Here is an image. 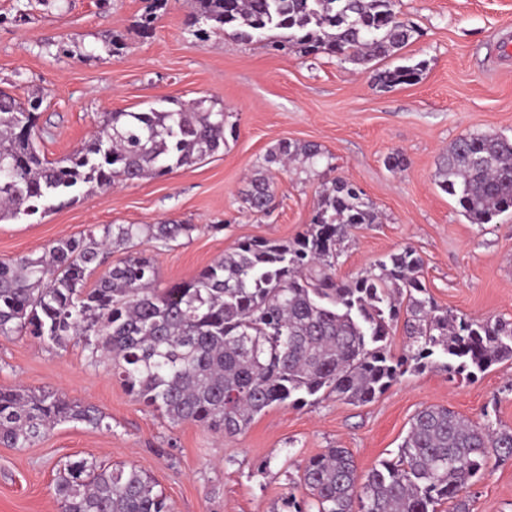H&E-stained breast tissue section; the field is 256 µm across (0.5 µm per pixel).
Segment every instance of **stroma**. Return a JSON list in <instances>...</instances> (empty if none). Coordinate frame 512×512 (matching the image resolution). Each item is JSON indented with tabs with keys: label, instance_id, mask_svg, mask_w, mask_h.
<instances>
[{
	"label": "stroma",
	"instance_id": "obj_1",
	"mask_svg": "<svg viewBox=\"0 0 512 512\" xmlns=\"http://www.w3.org/2000/svg\"><path fill=\"white\" fill-rule=\"evenodd\" d=\"M147 0H0V91L41 101L39 147L62 158L92 135L102 113L164 109L203 99L236 130L214 155L159 178L118 185L70 205L0 221V261L38 257L56 240L107 224H192L168 246L140 240L162 285L191 279L246 238L293 240L309 224L322 172L361 188L378 221L351 230L336 267L345 280L375 260L412 248L436 303L472 318L512 322V211L473 224L437 185L441 155L460 134L512 138V0H399L418 30L396 55L364 69L318 54L281 55L265 40L220 34L200 39L188 22L193 0H159L155 32L140 37ZM124 42L122 54L102 51ZM423 63L411 84L376 74ZM318 144L317 167L277 172L275 209L259 215L241 192L281 141ZM399 152L404 170L385 159ZM57 391L98 407L108 425L56 426L33 447L0 446V512H60L58 474L72 460L136 467L168 496L173 512H279L302 494L306 461L336 446L360 471L394 457L412 416L451 408L474 422L512 429V360L454 379L428 365L400 377L370 403L329 398L299 409L274 406L227 437L189 421L171 422L140 404L82 340L59 346L0 336V387ZM472 512H512V459L474 487Z\"/></svg>",
	"mask_w": 512,
	"mask_h": 512
}]
</instances>
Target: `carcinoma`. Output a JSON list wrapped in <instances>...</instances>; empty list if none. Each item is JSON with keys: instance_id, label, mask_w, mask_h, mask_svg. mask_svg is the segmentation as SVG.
<instances>
[{"instance_id": "carcinoma-1", "label": "carcinoma", "mask_w": 512, "mask_h": 512, "mask_svg": "<svg viewBox=\"0 0 512 512\" xmlns=\"http://www.w3.org/2000/svg\"><path fill=\"white\" fill-rule=\"evenodd\" d=\"M196 33H224L241 42L269 37L286 53H324L366 68L389 57L416 29L398 0H196ZM422 63L379 73L387 85L409 84ZM40 104L0 91V221L51 211L116 183L158 178L216 153L225 143L224 111L205 100L166 110L107 112L94 138L59 161L42 157ZM316 144L282 141L242 191L255 213L274 200L270 165L283 170L301 157L314 166ZM438 186L472 224L512 210V138L466 132L448 147ZM365 194L341 177L323 184L310 223L291 241L247 238L191 280L158 286L154 260L132 252L89 279L113 245L146 238L167 244L195 224H108L102 234L56 240L45 255L0 262V335L24 333L63 345L83 338L112 360L126 391L173 422L192 421L234 436L275 405L304 407L336 397L360 406L383 394L408 368L440 354L450 375L484 371L512 359V323L474 319L440 307L420 278L411 248L383 259L350 281L335 277L349 230L373 224ZM407 353L388 340L400 315ZM98 408L53 392L0 388V446L33 447L56 425L109 427ZM512 458V430L472 423L445 407L412 418L397 458L358 472L346 448H328L305 463L283 512H470L464 495L490 459ZM61 512H171L168 497L146 473L81 458L59 474Z\"/></svg>"}]
</instances>
